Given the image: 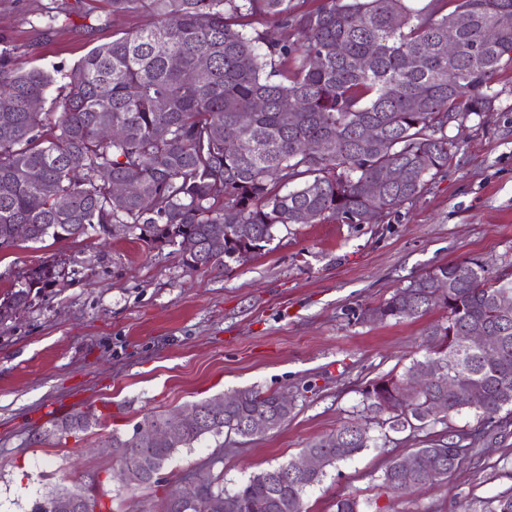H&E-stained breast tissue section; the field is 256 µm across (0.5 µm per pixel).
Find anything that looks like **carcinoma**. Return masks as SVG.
<instances>
[{"mask_svg": "<svg viewBox=\"0 0 512 512\" xmlns=\"http://www.w3.org/2000/svg\"><path fill=\"white\" fill-rule=\"evenodd\" d=\"M112 13L142 11L151 22L90 49L68 69L52 72L17 63L15 48H0V248L13 244L14 227L29 225L28 242L75 239L91 232L107 239L134 235L147 244H198L185 266L193 272L231 270L241 254L263 250L279 225L332 218L364 224L373 208L395 209L417 199L447 166L453 141L448 125L495 111L496 77L512 64V0H320L304 10L292 0H106ZM466 4L470 23L458 32L461 53L439 52L448 40V17ZM272 18L280 36L249 30ZM206 66L198 69L200 60ZM196 72L193 81L184 73ZM56 89L60 112L42 111ZM262 102L256 107V102ZM121 135L103 142L101 130ZM403 172L397 183L387 170ZM112 180L138 191L112 197ZM53 269L31 272L0 298V324L27 306L33 289L51 285ZM489 274L487 264L464 258L436 266L397 289L383 304L364 310L366 322L419 320L427 324L425 354L399 376L363 390L364 408L388 414L389 428L410 430L447 424L474 413L475 450L491 427L512 420V319L498 298L512 287ZM481 325L501 336L497 354L467 349L461 337ZM450 364L417 401L402 405L394 391L430 359ZM212 424L184 423L165 431L177 412L149 413L135 428L159 439L150 446L134 436L112 435L108 447L126 468H166L181 448L205 436H254L249 421L264 417L269 429L288 421L279 393L255 388ZM370 420L336 429L302 449L324 457L325 470L289 476L286 466L251 474L229 491L217 482L181 488V512H305L306 490L326 468L376 443ZM92 423L76 412L36 433L40 443L85 432ZM448 430L404 458L389 461L383 486L410 494L451 473ZM77 487H61L35 501L30 512H57Z\"/></svg>", "mask_w": 512, "mask_h": 512, "instance_id": "obj_1", "label": "carcinoma"}]
</instances>
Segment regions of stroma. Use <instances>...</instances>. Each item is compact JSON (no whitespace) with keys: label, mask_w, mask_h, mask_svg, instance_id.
Returning a JSON list of instances; mask_svg holds the SVG:
<instances>
[{"label":"stroma","mask_w":512,"mask_h":512,"mask_svg":"<svg viewBox=\"0 0 512 512\" xmlns=\"http://www.w3.org/2000/svg\"><path fill=\"white\" fill-rule=\"evenodd\" d=\"M45 2L0 0V41L25 65L47 70L150 21L111 13L105 0H59L66 17L49 30L39 21ZM495 89L496 109L484 122L449 126L448 166L417 200L369 224L278 226L261 253L229 272L189 271L176 248L132 235L0 250V294L34 270H54L53 286L0 325V512H30L35 499L92 478L103 512H161L201 469L231 490L360 418L362 388L422 357L427 325L366 322L363 310L455 259L512 274V64ZM250 387L293 397L284 425L252 438H205L180 449L156 483L120 484L119 457L106 446L112 433L132 434L145 414ZM87 408L97 426L32 443L50 420ZM382 421H371L376 446L307 489L306 512H336L344 496L365 512H491L512 493V427L447 479L411 495L386 493V464L425 434Z\"/></svg>","instance_id":"obj_1"}]
</instances>
